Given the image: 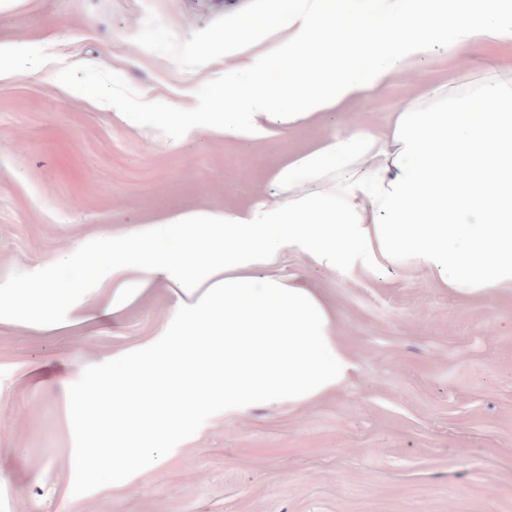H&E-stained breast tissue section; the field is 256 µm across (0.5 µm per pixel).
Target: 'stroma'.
<instances>
[{
  "instance_id": "1",
  "label": "stroma",
  "mask_w": 512,
  "mask_h": 512,
  "mask_svg": "<svg viewBox=\"0 0 512 512\" xmlns=\"http://www.w3.org/2000/svg\"><path fill=\"white\" fill-rule=\"evenodd\" d=\"M287 0H8L0 42L29 43L49 71L0 78V512H512V288L469 296L427 270L346 271L284 250L275 273L334 309L354 370L298 406L216 414L128 479L76 496L69 387L86 367L157 341L179 298L168 282L112 309L111 259L153 222L242 209L277 167L350 126L387 131L430 84L512 65V46L438 51L372 99L285 133L227 139L130 123L103 89L153 110L205 111L224 76L225 29ZM81 93L71 92V85ZM58 303L43 309V287Z\"/></svg>"
}]
</instances>
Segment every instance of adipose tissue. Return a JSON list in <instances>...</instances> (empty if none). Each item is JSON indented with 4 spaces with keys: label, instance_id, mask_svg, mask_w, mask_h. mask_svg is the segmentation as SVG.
<instances>
[{
    "label": "adipose tissue",
    "instance_id": "1",
    "mask_svg": "<svg viewBox=\"0 0 512 512\" xmlns=\"http://www.w3.org/2000/svg\"><path fill=\"white\" fill-rule=\"evenodd\" d=\"M266 40L268 53L256 52ZM220 41L234 65L206 127L252 138L369 98L438 50L512 44V0H291ZM270 55L280 63L273 90ZM478 98L486 111H474ZM270 189L272 203L177 211L154 224V240L167 248L134 285L166 280L188 291L208 278L212 298L181 305L187 328L166 381L146 367L117 375L129 403L113 410L114 428L176 426L217 395L228 414L274 398L299 405L348 380L353 364L333 310L270 272L284 249L337 269L424 268L466 295L512 287V68L429 86L387 132L352 127L321 140L279 167ZM195 232L222 240L201 270L184 265ZM205 360L212 379L200 385Z\"/></svg>",
    "mask_w": 512,
    "mask_h": 512
}]
</instances>
